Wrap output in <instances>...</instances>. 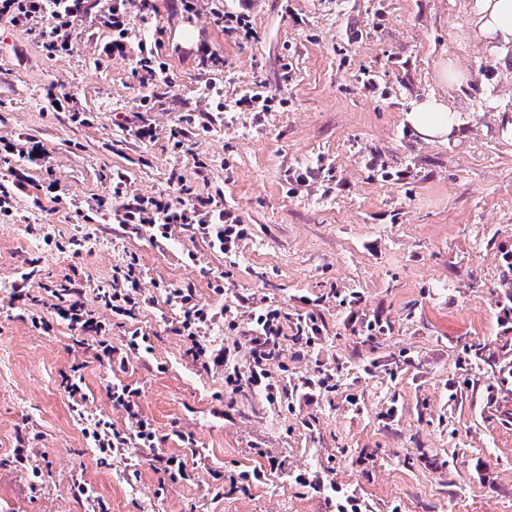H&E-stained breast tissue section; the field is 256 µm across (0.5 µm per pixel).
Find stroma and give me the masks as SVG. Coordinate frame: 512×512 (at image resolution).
<instances>
[{"mask_svg": "<svg viewBox=\"0 0 512 512\" xmlns=\"http://www.w3.org/2000/svg\"><path fill=\"white\" fill-rule=\"evenodd\" d=\"M219 5L242 9L154 0L135 18L166 71L146 87L135 53L109 55L94 19L50 57L0 18V139L33 138L52 164L0 167V183L24 185L0 215V512H336L347 498L361 512H512V52L475 35V0H251L244 40L225 34ZM445 61L462 85L440 83ZM252 91L268 110H237ZM64 93L85 123L51 106ZM434 94L458 117L445 143L406 121ZM142 123L154 139L128 134ZM119 175L131 198L190 188L249 233L227 258L189 226L131 232L96 211ZM54 178L66 202H50ZM132 260L153 301L116 317L97 291ZM32 264L35 306L11 288ZM68 277L102 332L32 327L46 287ZM185 288L216 312L200 342L228 350V366L203 368L177 335L166 292ZM268 304L321 331L285 341L276 398L227 391L229 367L251 360V314ZM135 330L148 350L122 368L96 360ZM76 366L80 414L64 388ZM323 370L335 391L306 394ZM118 380L138 387L157 448L105 456L87 440L97 420L123 427ZM175 455L188 479L163 472L160 457ZM254 470L230 489L229 476ZM76 478L94 499L74 495Z\"/></svg>", "mask_w": 512, "mask_h": 512, "instance_id": "obj_1", "label": "stroma"}]
</instances>
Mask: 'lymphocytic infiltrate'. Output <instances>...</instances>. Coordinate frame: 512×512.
I'll use <instances>...</instances> for the list:
<instances>
[{"label": "lymphocytic infiltrate", "mask_w": 512, "mask_h": 512, "mask_svg": "<svg viewBox=\"0 0 512 512\" xmlns=\"http://www.w3.org/2000/svg\"><path fill=\"white\" fill-rule=\"evenodd\" d=\"M88 8L89 0H0V18H8L13 25L26 28L48 54H66L72 49L76 24ZM120 217L122 224L132 230L148 227L164 236L178 224L196 226L213 250L227 256L235 253L239 241L248 234L246 225L237 215L199 197L177 203L161 195L142 198L135 205L123 207ZM140 284L138 265L127 263L114 270L111 287L99 289L97 299L115 315L132 316L144 301ZM51 295L55 299L53 318L67 322L74 331L101 332V322L95 310L84 301L80 283L68 281L66 285L52 289ZM168 301L178 307L182 315L179 335L189 340L190 352L195 360L205 361L206 351L199 341V333L203 326L214 320V313L200 304L188 289L170 290ZM50 319L37 314L32 316L31 323L41 329L48 327ZM283 320L281 310L274 306L253 313L249 331L251 362L248 371L227 375V387L236 390L246 383L268 392L274 390L272 368L278 365L280 359ZM136 394V389L131 385L113 386L112 402L123 408L126 421L121 429L105 421L97 423L89 431L88 436L100 453H111L132 440L144 447H155L157 430L151 421L140 414L134 401Z\"/></svg>", "instance_id": "obj_1"}]
</instances>
